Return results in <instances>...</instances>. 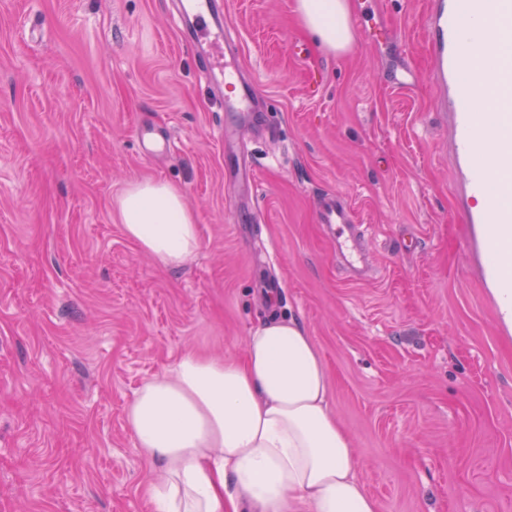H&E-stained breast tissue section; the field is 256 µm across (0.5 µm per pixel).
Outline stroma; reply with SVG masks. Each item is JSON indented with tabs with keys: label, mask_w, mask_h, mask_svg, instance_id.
I'll list each match as a JSON object with an SVG mask.
<instances>
[{
	"label": "stroma",
	"mask_w": 512,
	"mask_h": 512,
	"mask_svg": "<svg viewBox=\"0 0 512 512\" xmlns=\"http://www.w3.org/2000/svg\"><path fill=\"white\" fill-rule=\"evenodd\" d=\"M222 3L260 101L232 153L247 185L179 0H0V512H150L127 404L184 353L242 356L273 313L312 337L378 512H512V335L458 213L428 0H351L338 53L294 0ZM404 68L412 85L390 87ZM144 179L199 218L183 268L113 219ZM329 191L368 280L315 221Z\"/></svg>",
	"instance_id": "stroma-1"
}]
</instances>
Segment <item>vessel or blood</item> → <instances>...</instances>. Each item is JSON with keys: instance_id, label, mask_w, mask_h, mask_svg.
Here are the masks:
<instances>
[{"instance_id": "vessel-or-blood-1", "label": "vessel or blood", "mask_w": 512, "mask_h": 512, "mask_svg": "<svg viewBox=\"0 0 512 512\" xmlns=\"http://www.w3.org/2000/svg\"><path fill=\"white\" fill-rule=\"evenodd\" d=\"M182 8L196 19L191 43L216 51L210 76L224 86V142L232 144L238 115L251 111L255 92L240 76L236 53L221 52L223 29L209 27L213 0H183ZM479 20L491 21L498 31L489 63L461 44ZM428 52L448 114L452 150L462 166L468 201L463 214L470 223L494 225L496 235L512 234V0H430ZM480 88L495 91L496 111H477L475 93ZM317 220L348 277L367 276L368 254L342 198L322 195Z\"/></svg>"}]
</instances>
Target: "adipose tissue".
<instances>
[{"label": "adipose tissue", "mask_w": 512, "mask_h": 512, "mask_svg": "<svg viewBox=\"0 0 512 512\" xmlns=\"http://www.w3.org/2000/svg\"><path fill=\"white\" fill-rule=\"evenodd\" d=\"M297 10L323 49L352 43L349 0H297ZM114 208L124 235L164 267L197 255L198 217L177 186L129 183ZM125 415L156 470L153 512H378L330 408L326 366L294 319L256 328L240 358L183 354L143 383Z\"/></svg>", "instance_id": "adipose-tissue-1"}]
</instances>
